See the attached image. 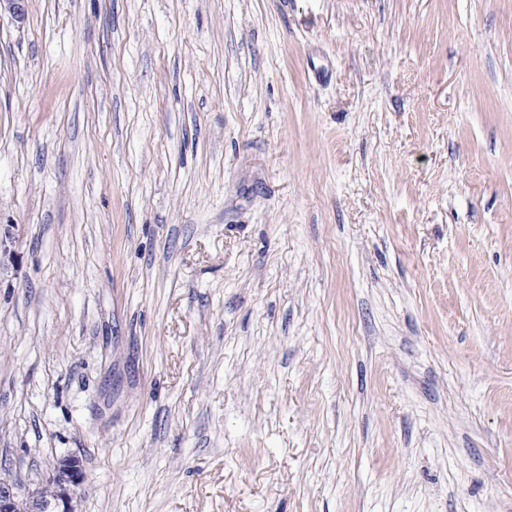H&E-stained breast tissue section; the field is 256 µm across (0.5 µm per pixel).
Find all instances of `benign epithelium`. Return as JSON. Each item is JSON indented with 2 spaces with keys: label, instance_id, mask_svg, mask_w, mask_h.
Returning <instances> with one entry per match:
<instances>
[{
  "label": "benign epithelium",
  "instance_id": "7a95c632",
  "mask_svg": "<svg viewBox=\"0 0 512 512\" xmlns=\"http://www.w3.org/2000/svg\"><path fill=\"white\" fill-rule=\"evenodd\" d=\"M83 480L79 460L70 456L58 460L34 490L18 478H0V512H76L73 495Z\"/></svg>",
  "mask_w": 512,
  "mask_h": 512
}]
</instances>
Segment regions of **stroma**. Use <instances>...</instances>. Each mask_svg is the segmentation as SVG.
Instances as JSON below:
<instances>
[{"label": "stroma", "mask_w": 512, "mask_h": 512, "mask_svg": "<svg viewBox=\"0 0 512 512\" xmlns=\"http://www.w3.org/2000/svg\"><path fill=\"white\" fill-rule=\"evenodd\" d=\"M1 224L0 477L512 512V0H27Z\"/></svg>", "instance_id": "stroma-1"}]
</instances>
